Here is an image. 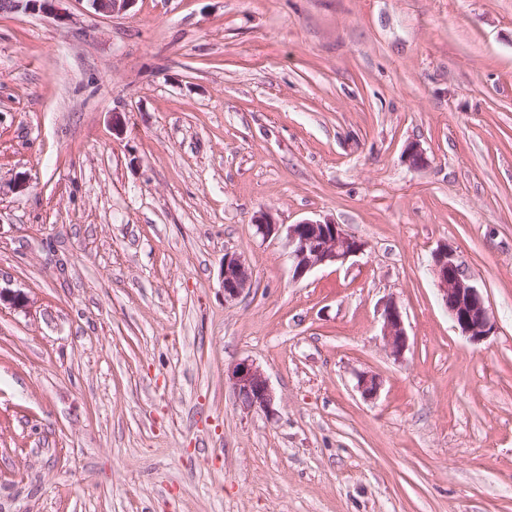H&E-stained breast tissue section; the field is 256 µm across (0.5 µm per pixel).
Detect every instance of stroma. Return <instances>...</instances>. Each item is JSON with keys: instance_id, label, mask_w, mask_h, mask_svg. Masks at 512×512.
<instances>
[{"instance_id": "obj_1", "label": "stroma", "mask_w": 512, "mask_h": 512, "mask_svg": "<svg viewBox=\"0 0 512 512\" xmlns=\"http://www.w3.org/2000/svg\"><path fill=\"white\" fill-rule=\"evenodd\" d=\"M61 7L0 15V284L30 298L0 311V512H512V0ZM262 209L365 249L293 282ZM243 359L275 416L238 406ZM431 273L448 316L461 334L474 342L490 336L494 323L484 297L472 283L471 276L455 252L447 245L434 251ZM220 278L225 300H236L247 288H250L251 272L242 252H225ZM381 336L385 348L394 359H401L407 348L403 315L397 303L389 300L382 312ZM228 379L244 412L262 411L274 416L276 395L264 369L250 359H243L227 371Z\"/></svg>"}]
</instances>
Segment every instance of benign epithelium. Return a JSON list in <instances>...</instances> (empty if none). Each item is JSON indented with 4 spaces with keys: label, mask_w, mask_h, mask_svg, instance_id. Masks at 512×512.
<instances>
[{
    "label": "benign epithelium",
    "mask_w": 512,
    "mask_h": 512,
    "mask_svg": "<svg viewBox=\"0 0 512 512\" xmlns=\"http://www.w3.org/2000/svg\"><path fill=\"white\" fill-rule=\"evenodd\" d=\"M61 0H0L3 13H41L66 24L71 15L61 11ZM95 14L114 16L127 12L136 0H87ZM256 235L268 239L281 234L286 236L292 261V276L298 281L318 266L343 264L361 254L365 244L348 234L342 225L333 220H303L296 224H279L267 210L258 211L253 217ZM431 273L436 282L448 316L461 334L474 342L484 340L494 329L484 297L472 283L455 252L444 245L432 256ZM224 300L233 301L251 285V272L244 254L227 251L220 270ZM29 297L21 290L0 286V309L25 308ZM381 336L390 356L399 360L407 348V333L403 315L397 303L389 300L382 312ZM228 379L241 410L249 413L262 411L276 415V395L264 369L250 359H243L227 371ZM357 388L369 399L377 396L380 379L375 374L358 375Z\"/></svg>",
    "instance_id": "7a95c632"
}]
</instances>
